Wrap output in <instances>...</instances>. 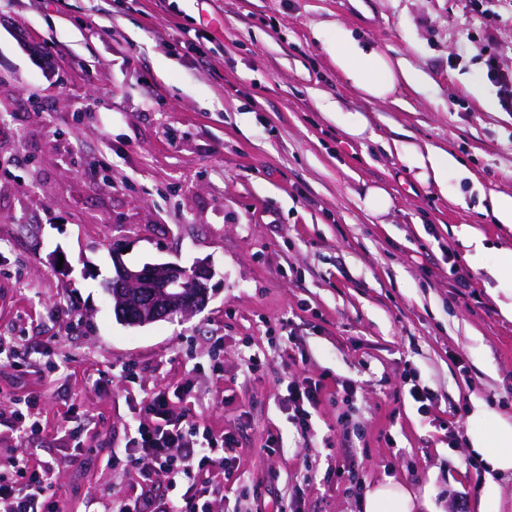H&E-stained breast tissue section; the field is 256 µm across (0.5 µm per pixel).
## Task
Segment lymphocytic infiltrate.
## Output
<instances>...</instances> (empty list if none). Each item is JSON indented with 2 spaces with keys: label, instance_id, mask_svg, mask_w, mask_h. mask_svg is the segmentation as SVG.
I'll return each mask as SVG.
<instances>
[{
  "label": "lymphocytic infiltrate",
  "instance_id": "f902f5d3",
  "mask_svg": "<svg viewBox=\"0 0 512 512\" xmlns=\"http://www.w3.org/2000/svg\"><path fill=\"white\" fill-rule=\"evenodd\" d=\"M322 389L321 383L307 377L288 384L290 418L300 438L310 432V410L319 404ZM189 393L186 385L162 388L136 403L129 434L113 456L144 465L143 486L135 498L120 503L113 512H214L200 476L214 460H235L237 441L190 422L178 407ZM0 428L25 443L38 436L41 422L36 399H16L1 406ZM31 455L25 445L14 448L6 464L0 465V512H57L52 489L59 467H33ZM162 480L175 494L158 511L154 491Z\"/></svg>",
  "mask_w": 512,
  "mask_h": 512
}]
</instances>
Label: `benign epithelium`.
I'll use <instances>...</instances> for the list:
<instances>
[{
    "mask_svg": "<svg viewBox=\"0 0 512 512\" xmlns=\"http://www.w3.org/2000/svg\"><path fill=\"white\" fill-rule=\"evenodd\" d=\"M116 276L110 296L119 321L132 327L188 317L209 300L211 266L198 261L187 268L177 263L146 264L131 269L112 252Z\"/></svg>",
    "mask_w": 512,
    "mask_h": 512,
    "instance_id": "obj_1",
    "label": "benign epithelium"
}]
</instances>
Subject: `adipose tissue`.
I'll return each instance as SVG.
<instances>
[{"mask_svg": "<svg viewBox=\"0 0 512 512\" xmlns=\"http://www.w3.org/2000/svg\"><path fill=\"white\" fill-rule=\"evenodd\" d=\"M332 60L350 84L375 101L387 100L399 83L412 84L418 79L415 71L404 66L395 67L390 56L362 48L354 32L342 25L336 28ZM399 149L410 155L420 180L441 188L447 187L449 174L462 167L455 155L437 147L420 151L403 143ZM468 446L485 467L487 493L480 501L479 512H491V505L496 500L497 479L512 476V419L477 405L468 431ZM423 505V500L406 486L388 481L366 492L363 510L419 512Z\"/></svg>", "mask_w": 512, "mask_h": 512, "instance_id": "1", "label": "adipose tissue"}]
</instances>
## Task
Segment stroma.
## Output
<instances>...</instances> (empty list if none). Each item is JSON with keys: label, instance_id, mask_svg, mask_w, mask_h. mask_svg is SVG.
Wrapping results in <instances>:
<instances>
[{"label": "stroma", "instance_id": "stroma-1", "mask_svg": "<svg viewBox=\"0 0 512 512\" xmlns=\"http://www.w3.org/2000/svg\"><path fill=\"white\" fill-rule=\"evenodd\" d=\"M339 23L420 83L367 99L332 61ZM491 54L512 72L507 2L489 27L469 0H8L0 339L31 365L0 364V403L38 397L33 465L59 460L65 428L84 432L89 453L57 476L59 512L139 493L138 468L110 447L135 401L186 382L182 410L238 443L234 474L203 475L220 512H362L355 482L389 480L432 512H478L473 403L512 415V321L456 235L468 224L512 249L478 211L480 192L512 193V111L484 77ZM333 105L363 113L369 137L348 136ZM396 140L454 153L470 173L461 192L419 180ZM372 187L387 214L366 212ZM116 251L128 265L208 260L209 303L123 325L104 289ZM294 377L324 385L304 441L283 408ZM415 384L433 395L427 413ZM345 462L353 473L336 474ZM364 206L373 215L385 214L392 207V200L383 189L371 188L364 197Z\"/></svg>", "mask_w": 512, "mask_h": 512}]
</instances>
